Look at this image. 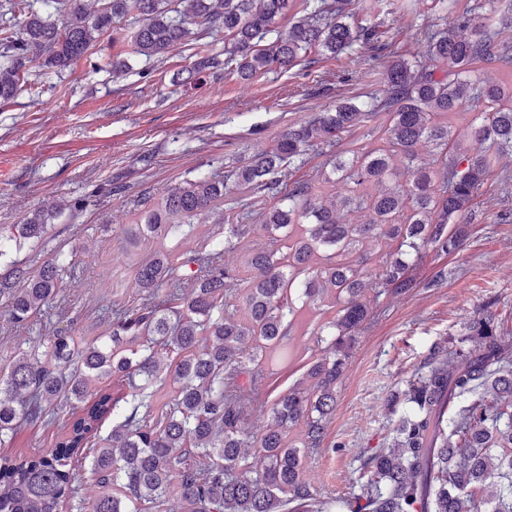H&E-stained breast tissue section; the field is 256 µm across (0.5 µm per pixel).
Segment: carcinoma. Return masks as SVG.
I'll list each match as a JSON object with an SVG mask.
<instances>
[{"label":"carcinoma","instance_id":"cac0c4a2","mask_svg":"<svg viewBox=\"0 0 512 512\" xmlns=\"http://www.w3.org/2000/svg\"><path fill=\"white\" fill-rule=\"evenodd\" d=\"M100 2L89 13L83 0H0V100L22 91L33 67L59 73L94 54L129 18L138 27L112 55L114 74L127 71L130 57L150 61L192 45L189 75L222 65L251 81L288 72L314 50L335 57L382 38L374 27L347 22L351 0H302L304 15L286 30L277 20L290 0ZM458 20L470 36L423 34V56L441 62L443 76L385 54L379 101L343 98L226 175L198 178L148 204L143 223L128 230L131 243L201 216L218 226L214 244L160 248L138 262L140 303L113 307L104 318L108 334L79 343L55 328L0 366V446L25 426L55 431L49 448L0 457V512H165L171 496L182 512H512V336L492 314L470 318L457 343L435 351L407 381L392 442L359 453L351 493L324 494L303 477L304 459L323 446L356 335L371 318L367 291L375 286L379 297L418 287L412 271L422 252L460 247L477 193L512 156V83L478 76L491 63L512 66V48L498 41L482 7ZM221 33L222 61L201 42ZM467 100L484 109L466 145L452 137L449 120ZM379 117L385 146H345L344 134ZM488 141L494 156L483 149ZM422 143L432 146L429 160L417 151ZM314 147L332 151L331 169L317 173L338 188L331 199L315 194L310 180L288 181ZM398 164L409 179L381 189ZM230 179L268 206L253 213L227 194ZM70 207L34 211L11 240L42 241L48 220ZM239 207L246 223H224V211ZM357 211L369 221L350 223L346 216ZM256 237L264 242L248 250L241 277L224 264V252ZM74 270L58 257L37 269L10 262L0 294L12 320L25 324L51 307ZM297 286L302 305L335 311L316 332L330 339L304 365L302 381L272 398L264 358L291 334ZM239 294L242 317L232 304ZM102 380L116 389L97 387ZM166 383L172 394L158 407L154 397ZM62 401L69 405L63 421ZM256 410L268 422L251 434L243 421ZM296 428L300 439L292 440ZM83 470L98 487L91 500L79 482Z\"/></svg>","mask_w":512,"mask_h":512}]
</instances>
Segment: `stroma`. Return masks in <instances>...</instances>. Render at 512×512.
<instances>
[{
  "label": "stroma",
  "mask_w": 512,
  "mask_h": 512,
  "mask_svg": "<svg viewBox=\"0 0 512 512\" xmlns=\"http://www.w3.org/2000/svg\"><path fill=\"white\" fill-rule=\"evenodd\" d=\"M507 0H352L349 21L375 26L393 54L414 59L422 53L421 32L452 30L459 14L486 5L501 42L512 45V8ZM108 44L59 75L32 70L39 96L27 92L0 103V235L34 210L63 199L74 209L52 218L47 239L1 249L8 260L40 266L57 253H73L77 274L66 280L59 304L22 326L11 321L0 296V365L19 349L38 342L43 326L97 336L106 326L102 308L136 306L141 293L131 253L148 259L156 245L130 244L126 230L138 220L146 198H161L227 166L273 147L288 127L313 113L334 108L339 99L367 101L382 96L384 81L376 53L362 47L336 57L309 54L307 63L243 82L223 68L189 77V49L148 63L131 58L130 69L113 78L105 59ZM151 79H141L144 69ZM512 178H489L475 200L470 236L455 252H426L418 261V288L381 296L358 337L336 388V408L327 424V448L308 454L303 475L318 490L351 491L350 477L360 451L387 447L402 407L388 399L404 389L434 348L458 339L467 318L490 307L512 331ZM311 313L296 317L289 345L267 356L271 390L281 392L302 376L321 347L310 336Z\"/></svg>",
  "instance_id": "stroma-1"
}]
</instances>
